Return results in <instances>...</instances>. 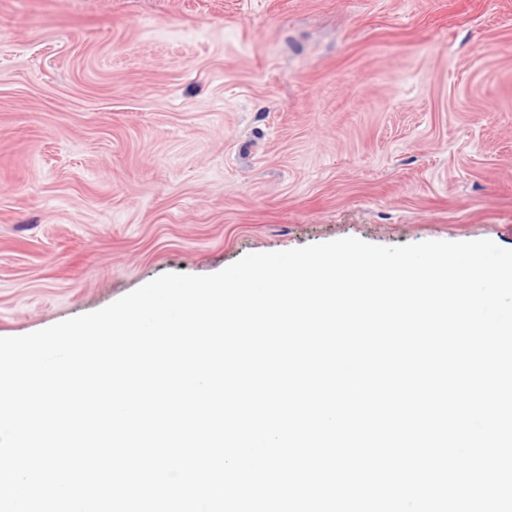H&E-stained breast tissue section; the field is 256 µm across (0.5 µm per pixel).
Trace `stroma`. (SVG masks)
Returning a JSON list of instances; mask_svg holds the SVG:
<instances>
[{
  "mask_svg": "<svg viewBox=\"0 0 512 512\" xmlns=\"http://www.w3.org/2000/svg\"><path fill=\"white\" fill-rule=\"evenodd\" d=\"M346 237L512 249V0H0V337Z\"/></svg>",
  "mask_w": 512,
  "mask_h": 512,
  "instance_id": "stroma-1",
  "label": "stroma"
}]
</instances>
